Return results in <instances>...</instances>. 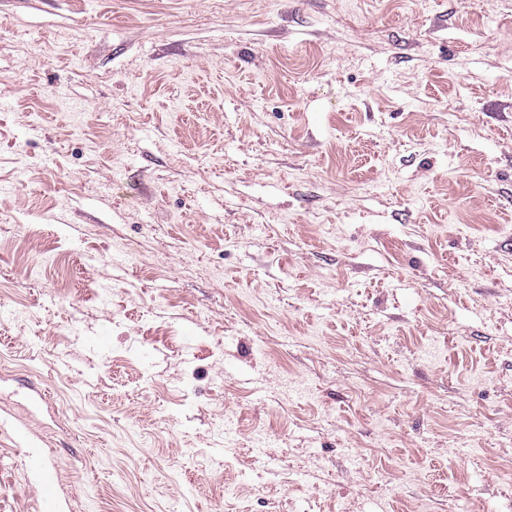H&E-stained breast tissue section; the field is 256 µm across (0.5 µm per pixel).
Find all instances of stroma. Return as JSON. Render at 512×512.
I'll return each instance as SVG.
<instances>
[{"label":"stroma","mask_w":512,"mask_h":512,"mask_svg":"<svg viewBox=\"0 0 512 512\" xmlns=\"http://www.w3.org/2000/svg\"><path fill=\"white\" fill-rule=\"evenodd\" d=\"M0 304V512H512V0H0ZM28 470L32 478L43 489L38 511L62 512L61 501L54 489L55 470L48 458L39 450L30 451L28 454Z\"/></svg>","instance_id":"35a3bbf8"}]
</instances>
